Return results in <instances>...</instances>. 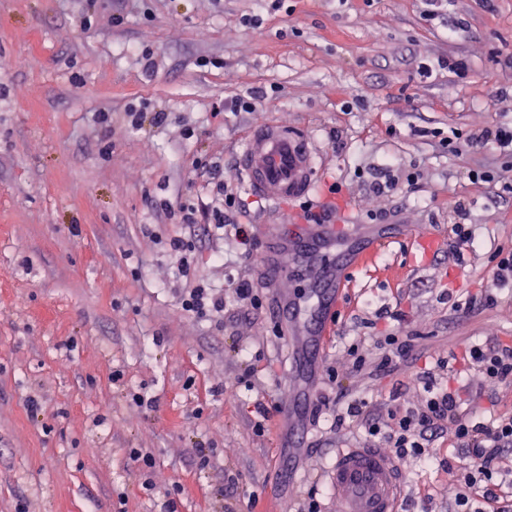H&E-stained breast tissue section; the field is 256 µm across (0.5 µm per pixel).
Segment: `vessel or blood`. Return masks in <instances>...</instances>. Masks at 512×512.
I'll use <instances>...</instances> for the list:
<instances>
[{"mask_svg":"<svg viewBox=\"0 0 512 512\" xmlns=\"http://www.w3.org/2000/svg\"><path fill=\"white\" fill-rule=\"evenodd\" d=\"M238 167L248 188L274 201H287L308 195L316 184L317 169L312 147L297 129L267 123L249 131L247 146ZM335 227L314 230L303 224L284 225L272 242L261 269L265 281L284 283L304 277L315 287L308 299L282 294L275 310L280 320L302 336L297 364L300 378L313 374L318 351L330 336L331 314L340 307L349 269L371 265L374 250L337 251ZM308 391L284 408L294 427L293 445H300L303 431L297 422ZM326 477L338 493L340 512H396L402 493V472L395 460L377 448H340L325 469Z\"/></svg>","mask_w":512,"mask_h":512,"instance_id":"obj_1","label":"vessel or blood"}]
</instances>
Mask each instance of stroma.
<instances>
[{
    "instance_id": "1",
    "label": "stroma",
    "mask_w": 512,
    "mask_h": 512,
    "mask_svg": "<svg viewBox=\"0 0 512 512\" xmlns=\"http://www.w3.org/2000/svg\"><path fill=\"white\" fill-rule=\"evenodd\" d=\"M239 100L318 147L307 200L275 204L236 182L252 258L180 224L208 195L197 162L232 163L246 147L254 121L232 111ZM510 122L512 0H449L440 16L428 0H0V512H164L169 500L177 512H296L313 488L336 512L320 471L363 432L333 430L319 397H369L349 344L373 359L386 334L412 336L417 366L439 380L466 346L512 341V284L495 282L490 259L512 249V152L466 144ZM386 170L412 181L372 206ZM483 171L497 180H474ZM334 183L332 224L372 226L380 208L394 240L353 275L341 335L318 360L338 377L312 380L296 453L278 412L292 340L275 333V287L262 284L248 320L180 314L190 282L167 239L185 235L209 287L262 283L266 225L302 223V203L326 202ZM457 224L477 241L460 263L448 257ZM411 232L436 237V254L415 257ZM433 456L400 460L405 499L428 493L448 512L447 445Z\"/></svg>"
}]
</instances>
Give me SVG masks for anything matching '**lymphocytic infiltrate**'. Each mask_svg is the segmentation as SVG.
<instances>
[{"label":"lymphocytic infiltrate","mask_w":512,"mask_h":512,"mask_svg":"<svg viewBox=\"0 0 512 512\" xmlns=\"http://www.w3.org/2000/svg\"><path fill=\"white\" fill-rule=\"evenodd\" d=\"M215 180V189L208 202L182 211L186 224L206 223L208 233L220 237L233 233L245 253H252L256 241L249 224L242 221L240 201L234 191L237 178L233 168L213 161L207 167ZM234 309H227L223 293L204 285L189 288L181 295L179 309L185 314L207 311L230 312L232 317L257 314L263 299L251 280L231 282ZM383 352L377 363H367L356 345H349L347 354L352 369L368 379L391 372L397 361L412 356L413 345L407 336H385ZM468 369L483 381L512 382V347L501 343L475 344L465 351ZM461 372L449 369L448 381L436 383L428 371H414L409 386L421 389V400L411 405L399 395L381 401L354 399L336 411L337 426L354 423L363 427L368 448H390L400 457H428L432 444L447 439L448 445L465 455L467 462L449 467L454 495L452 512H512V416L501 415L492 420H477L478 404L467 401L460 387Z\"/></svg>","instance_id":"f902f5d3"}]
</instances>
